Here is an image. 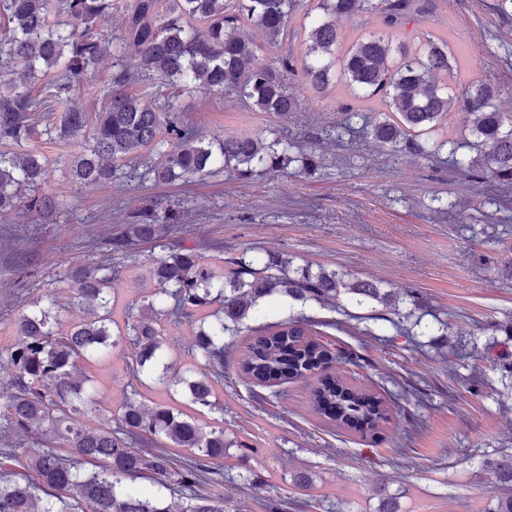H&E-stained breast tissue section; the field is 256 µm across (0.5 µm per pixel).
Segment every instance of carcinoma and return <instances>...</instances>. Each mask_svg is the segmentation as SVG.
Here are the masks:
<instances>
[{
  "instance_id": "obj_1",
  "label": "carcinoma",
  "mask_w": 512,
  "mask_h": 512,
  "mask_svg": "<svg viewBox=\"0 0 512 512\" xmlns=\"http://www.w3.org/2000/svg\"><path fill=\"white\" fill-rule=\"evenodd\" d=\"M298 0H136L116 50L134 51L136 72L119 66L107 82L94 119L69 105L83 76L109 46L94 29L96 19L112 11V0H0L4 19L0 34V72L23 65L22 80H0V144L23 149L41 133L49 139L75 141L92 128L73 157V179L101 185L118 176L123 163L157 155L148 167L155 184L192 181L228 171L241 178L288 174L301 162L311 174L320 167L313 152L290 155L288 138L263 134L209 141L168 101L152 108L128 93L134 78L157 77L167 85L194 92L235 95L260 112L285 115L301 110L288 81L303 77L318 94L333 82L353 98H380L384 110L372 121L351 105L345 118L324 139L336 141L360 126L371 141L393 152L430 155L448 148L453 170L486 190L512 187V113L496 105L501 88L490 81L460 83V63L448 35L427 29L434 0H316L306 14L308 27L300 58L286 53L267 63L259 53L277 45L288 31ZM376 15L378 31H363L346 45L339 21ZM413 25L420 52L392 49L395 37ZM251 25L256 33L246 30ZM65 63L55 91L32 95L39 75ZM468 111L477 143L475 155L459 153L460 143L446 139L430 145L429 137L448 125L455 105ZM63 112L60 124L40 131L45 115ZM48 163L37 152L0 153V213L19 211L53 216L58 201L42 191ZM120 231L105 241L106 257L76 258L64 276L72 282L70 305L38 298L15 321V338L7 349L10 373L0 379V512H224V468L220 461L234 442L224 427L199 423L193 413L221 412L215 386L224 382V335L249 337L238 361L241 379L253 397L256 388H271L312 377V410L336 428L375 437L389 421L386 401L343 381L334 364L361 366L362 357L344 344L331 348L326 320L287 319L254 326L262 302L276 294L320 305L336 303L341 293L358 301L398 303L369 281L348 282L334 270L291 269L282 251L235 254L215 265L196 246L184 244L181 211L166 207L125 208ZM159 256L139 276L145 285L141 304L129 306L124 326L112 329V294L121 270L132 264L141 246ZM82 313L66 322L69 307ZM189 322L187 349L205 362L201 377L186 382L187 402L175 406L149 403L138 386L163 362L166 326ZM127 351L131 379L123 390L117 416L100 413L93 378L76 370L77 362L95 361L109 350ZM189 452L177 461L167 443ZM502 493L489 512H512V455L486 462ZM159 485L179 496L173 505L137 481ZM265 512H304L308 502L269 496Z\"/></svg>"
}]
</instances>
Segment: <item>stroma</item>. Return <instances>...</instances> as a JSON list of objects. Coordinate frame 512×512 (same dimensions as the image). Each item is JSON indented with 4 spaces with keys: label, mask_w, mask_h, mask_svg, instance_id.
Returning a JSON list of instances; mask_svg holds the SVG:
<instances>
[{
    "label": "stroma",
    "mask_w": 512,
    "mask_h": 512,
    "mask_svg": "<svg viewBox=\"0 0 512 512\" xmlns=\"http://www.w3.org/2000/svg\"><path fill=\"white\" fill-rule=\"evenodd\" d=\"M436 2L456 25L466 80H495L502 109L512 112V19L494 11L495 0ZM111 72L107 53L84 76L72 106L99 111ZM289 87L302 109L285 116L203 90L182 94L148 82L128 90L151 106L176 101L207 137L266 129L297 141L322 157L310 176L242 179L223 172L156 186L145 179L142 158L127 163L112 183L84 186L71 178L73 145L42 137L30 142L49 163L43 190L62 207L47 222L0 218V378L9 373L13 322L32 297L49 292L65 302L71 296L63 272L80 251L79 233L103 239L118 232L116 209L175 205L184 212L183 237L215 262L247 249L282 250L294 267L345 271L401 296L394 309L371 300L360 305L347 295L332 308L277 295L264 302L267 323L302 316L335 322L336 339L364 359L358 368L341 366V373L385 398L390 420L374 440L337 430L313 413L309 380L253 399L236 375L247 343L237 337L217 390L224 413L201 417L223 424L234 442L224 459V512H264L262 499L277 493L304 496L307 512H378L385 495L399 512H486L496 480L485 463L512 453V378L500 363L512 356V336L504 333L512 326V276L503 270L512 260V230L482 188L449 171L447 151L401 156L358 137L325 149L321 132L342 122V95H316L301 78ZM442 200L452 209L440 211ZM188 335L184 325L168 336L167 380L153 385L150 398L183 401L182 377L203 366L185 350ZM455 347L468 358L453 361ZM92 372L101 382L102 410L115 411L128 380L123 352L113 351ZM413 386L425 392L424 403L409 396ZM301 473L311 479L302 490L295 486ZM240 474L252 479V492H243Z\"/></svg>",
    "instance_id": "obj_1"
}]
</instances>
